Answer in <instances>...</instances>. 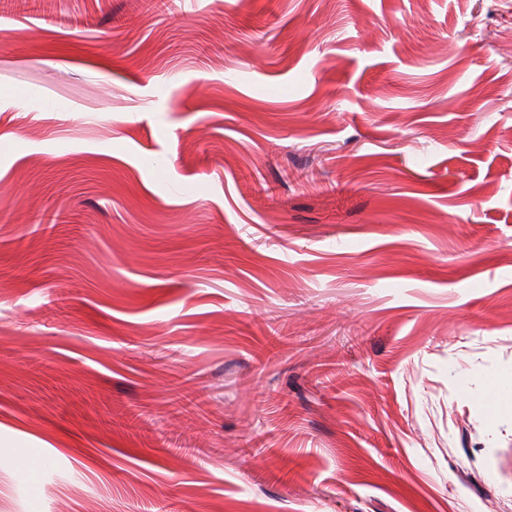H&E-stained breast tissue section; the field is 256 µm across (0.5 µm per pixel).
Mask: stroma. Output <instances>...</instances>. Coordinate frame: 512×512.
I'll list each match as a JSON object with an SVG mask.
<instances>
[{"instance_id": "stroma-1", "label": "stroma", "mask_w": 512, "mask_h": 512, "mask_svg": "<svg viewBox=\"0 0 512 512\" xmlns=\"http://www.w3.org/2000/svg\"><path fill=\"white\" fill-rule=\"evenodd\" d=\"M512 0H0V512H512Z\"/></svg>"}]
</instances>
